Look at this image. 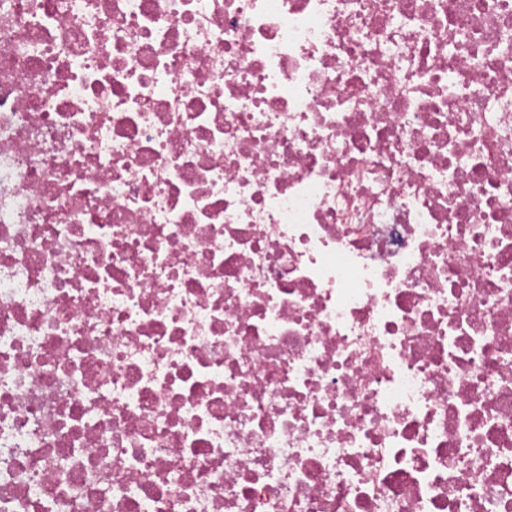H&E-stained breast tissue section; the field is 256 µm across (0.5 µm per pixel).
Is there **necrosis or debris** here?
<instances>
[{
    "label": "necrosis or debris",
    "mask_w": 512,
    "mask_h": 512,
    "mask_svg": "<svg viewBox=\"0 0 512 512\" xmlns=\"http://www.w3.org/2000/svg\"><path fill=\"white\" fill-rule=\"evenodd\" d=\"M0 512H512V0H0Z\"/></svg>",
    "instance_id": "1"
}]
</instances>
